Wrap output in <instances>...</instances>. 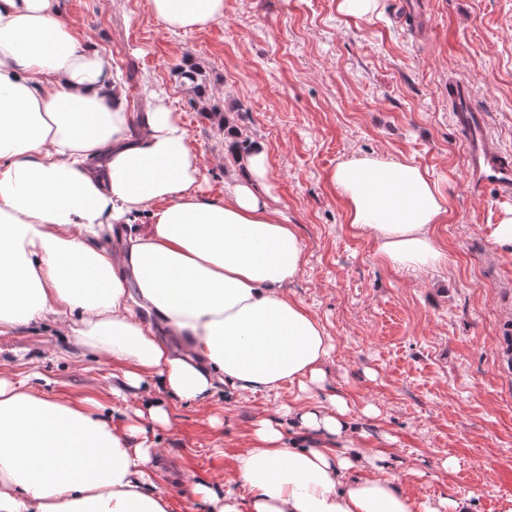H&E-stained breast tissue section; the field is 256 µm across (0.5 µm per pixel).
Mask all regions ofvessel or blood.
I'll return each instance as SVG.
<instances>
[{
    "instance_id": "obj_1",
    "label": "vessel or blood",
    "mask_w": 512,
    "mask_h": 512,
    "mask_svg": "<svg viewBox=\"0 0 512 512\" xmlns=\"http://www.w3.org/2000/svg\"><path fill=\"white\" fill-rule=\"evenodd\" d=\"M448 97L453 118L465 135L470 183L492 185L500 194L512 195V161L491 144L483 111L469 97L464 84L449 83Z\"/></svg>"
}]
</instances>
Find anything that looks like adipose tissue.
<instances>
[{
    "label": "adipose tissue",
    "mask_w": 512,
    "mask_h": 512,
    "mask_svg": "<svg viewBox=\"0 0 512 512\" xmlns=\"http://www.w3.org/2000/svg\"><path fill=\"white\" fill-rule=\"evenodd\" d=\"M172 30L202 29L224 0H148ZM142 137L111 69L55 0H0V333L52 315L74 340L109 350L136 386L147 377L185 401L288 383L323 388L331 349L319 321L286 288L303 266L293 225L255 192L267 151L223 198L203 190L187 131L164 95H149ZM348 221L374 235L398 269L442 267L435 238L447 208L418 167L371 157L333 175ZM150 228H133L140 216ZM124 224L123 266L91 245ZM153 315L156 326L144 323ZM191 348L177 353L159 331ZM300 425L336 447L298 448L268 420L232 477L194 495L211 512H462L459 501L415 502L360 448L346 400L293 408ZM95 404L74 403L0 379V512H169L151 484L154 451L133 445Z\"/></svg>",
    "instance_id": "ef3b65f1"
}]
</instances>
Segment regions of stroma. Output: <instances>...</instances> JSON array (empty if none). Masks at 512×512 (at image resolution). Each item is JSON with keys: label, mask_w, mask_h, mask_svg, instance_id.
<instances>
[{"label": "stroma", "mask_w": 512, "mask_h": 512, "mask_svg": "<svg viewBox=\"0 0 512 512\" xmlns=\"http://www.w3.org/2000/svg\"><path fill=\"white\" fill-rule=\"evenodd\" d=\"M56 10L117 76L128 112H146L150 91L167 95L213 197L242 173L225 155V120L267 148L264 199L304 248L287 290L331 338L328 391L348 400L362 446L413 500L502 512L512 498V248L491 232L512 197L469 183L448 82L467 85L492 141L512 154V0H417L410 10L375 0L361 17L338 0H224L223 19L192 31L166 29L146 0H57ZM182 63L202 71L206 110L178 78ZM362 156L414 164L436 183L446 265L391 267L349 224L332 175ZM124 368L50 319L0 334L1 377L98 401L118 427L140 410L139 442L172 461L171 474L152 470L172 512H206L194 485L230 475L256 423H287L298 393L287 384L187 402L154 379L127 386ZM369 404L377 415H364ZM158 409L168 426L151 420Z\"/></svg>", "instance_id": "1"}]
</instances>
